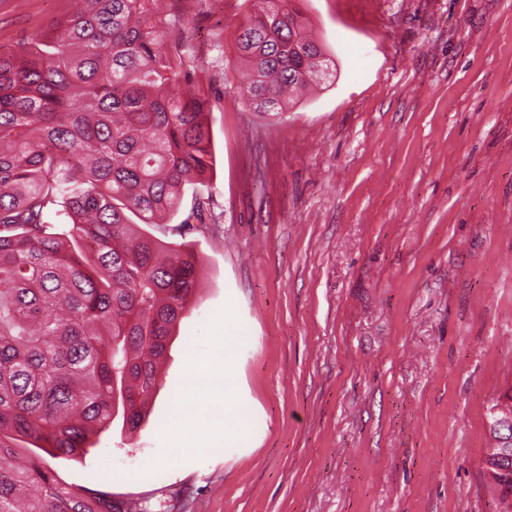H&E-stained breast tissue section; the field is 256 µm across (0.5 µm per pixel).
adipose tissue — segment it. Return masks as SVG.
I'll list each match as a JSON object with an SVG mask.
<instances>
[{"label": "adipose tissue", "mask_w": 512, "mask_h": 512, "mask_svg": "<svg viewBox=\"0 0 512 512\" xmlns=\"http://www.w3.org/2000/svg\"><path fill=\"white\" fill-rule=\"evenodd\" d=\"M244 338L232 320L224 322V351L202 368L189 361L185 388L186 405L177 407L165 430L175 433L185 428L223 427V441L228 448H250L254 445L250 412L238 397L241 378L233 362V353Z\"/></svg>", "instance_id": "ef3b65f1"}]
</instances>
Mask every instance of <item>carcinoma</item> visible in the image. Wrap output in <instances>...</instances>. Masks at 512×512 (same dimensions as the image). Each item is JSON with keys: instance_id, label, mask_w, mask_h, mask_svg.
Here are the masks:
<instances>
[{"instance_id": "cac0c4a2", "label": "carcinoma", "mask_w": 512, "mask_h": 512, "mask_svg": "<svg viewBox=\"0 0 512 512\" xmlns=\"http://www.w3.org/2000/svg\"><path fill=\"white\" fill-rule=\"evenodd\" d=\"M0 54V512H147L64 482L121 423L134 432L200 284L187 241L152 227L213 171L209 99L153 0H78ZM238 27L249 110L278 117L323 48L286 0Z\"/></svg>"}]
</instances>
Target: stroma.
<instances>
[{
  "label": "stroma",
  "instance_id": "1",
  "mask_svg": "<svg viewBox=\"0 0 512 512\" xmlns=\"http://www.w3.org/2000/svg\"><path fill=\"white\" fill-rule=\"evenodd\" d=\"M336 64L276 120L245 109L234 34L250 0H161L184 87L209 97L215 170L157 236L205 266L133 433L68 483L149 512H499L484 456L512 388V0H295ZM72 0H0V51ZM255 445L163 431L185 357L225 316ZM184 448L181 456L172 447Z\"/></svg>",
  "mask_w": 512,
  "mask_h": 512
}]
</instances>
